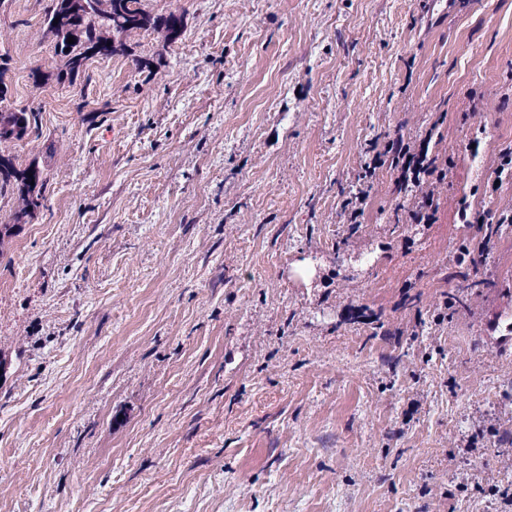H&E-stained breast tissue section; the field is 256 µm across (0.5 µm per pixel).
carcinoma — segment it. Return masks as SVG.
<instances>
[{
	"label": "carcinoma",
	"instance_id": "carcinoma-1",
	"mask_svg": "<svg viewBox=\"0 0 512 512\" xmlns=\"http://www.w3.org/2000/svg\"><path fill=\"white\" fill-rule=\"evenodd\" d=\"M66 0H55L51 12L44 19L45 34L55 41L60 66L57 82H73L85 72L94 58H109L126 49L125 40L138 30L156 28L164 32V44L170 45L182 35L183 16L175 12L163 18L152 16L142 7V0H83L84 5L73 13L63 11ZM74 43H68V38ZM9 71V58L0 54V120L22 124L23 136H29L37 124V109L12 107L9 86L5 76ZM12 139L0 138V195L17 194L20 205L13 213L19 222L31 218L45 200L46 180L38 165L24 168L15 164L9 151Z\"/></svg>",
	"mask_w": 512,
	"mask_h": 512
}]
</instances>
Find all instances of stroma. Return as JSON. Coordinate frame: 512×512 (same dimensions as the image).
Segmentation results:
<instances>
[{
	"label": "stroma",
	"mask_w": 512,
	"mask_h": 512,
	"mask_svg": "<svg viewBox=\"0 0 512 512\" xmlns=\"http://www.w3.org/2000/svg\"><path fill=\"white\" fill-rule=\"evenodd\" d=\"M53 4L0 5L11 102L42 106L11 152L47 180L0 252V512H512V353L481 330L512 230L456 262L460 202L512 206V0H145L175 44L40 89ZM432 124L437 222L384 170L350 229L365 148ZM495 177L491 183V188L497 191L503 182L511 181L512 179V147H506L498 152L497 161L494 167ZM499 180L500 184H495Z\"/></svg>",
	"instance_id": "obj_1"
}]
</instances>
